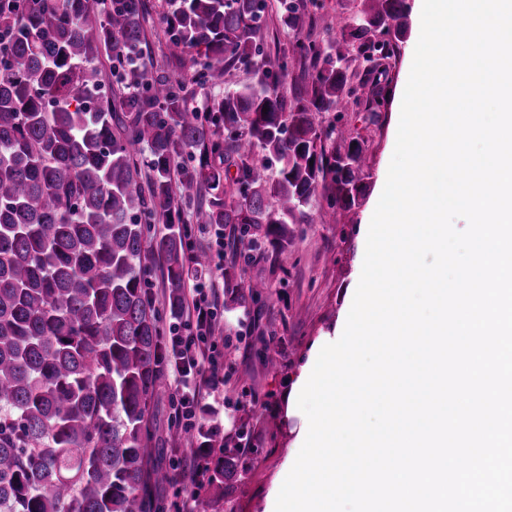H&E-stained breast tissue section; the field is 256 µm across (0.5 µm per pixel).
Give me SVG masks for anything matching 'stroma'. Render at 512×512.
<instances>
[{
    "mask_svg": "<svg viewBox=\"0 0 512 512\" xmlns=\"http://www.w3.org/2000/svg\"><path fill=\"white\" fill-rule=\"evenodd\" d=\"M149 61L154 70L166 68L167 40L161 17L167 0H147ZM280 0H263L257 25L263 59L288 63L281 77L285 96L296 93L303 75L294 55L297 39L278 23ZM421 8L411 0L408 33L397 60L386 72L359 68L367 89L385 87L387 102L370 111L367 100L350 105L348 112L320 114L322 123L347 126L367 142L365 163L369 173L358 205L336 214L332 224H296L288 253L275 257L258 253L248 275L272 285L270 295L246 306H225L220 314L224 329V402L218 419L224 438L236 443L243 417L258 399L264 416L255 418L250 430L252 451L238 463L234 490L225 502L213 503L209 491H201L198 512H263L266 494L281 475L289 452L291 432L297 421L286 416L283 392L286 380L306 363L314 341L333 326L344 309L352 282L354 262L362 242L360 228L374 210L380 194L379 177L387 171L395 148L402 95L410 73V60L420 33ZM172 386H163L152 402L153 438L158 461L168 465L175 451L170 437L175 424L171 403Z\"/></svg>",
    "mask_w": 512,
    "mask_h": 512,
    "instance_id": "35a3bbf8",
    "label": "stroma"
}]
</instances>
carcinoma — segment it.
I'll return each instance as SVG.
<instances>
[{
    "label": "carcinoma",
    "mask_w": 512,
    "mask_h": 512,
    "mask_svg": "<svg viewBox=\"0 0 512 512\" xmlns=\"http://www.w3.org/2000/svg\"><path fill=\"white\" fill-rule=\"evenodd\" d=\"M261 0H169L168 55L221 87L233 66L257 82L191 104L185 82L146 64L145 0H0V512H154L151 404L173 355L163 316L182 317L190 278L210 257L186 242L173 166L203 184L196 224L232 225L244 252H288L291 224L358 204L365 141L316 115L357 92L351 63L388 60L406 36V0H363L340 38L296 44L310 62L303 91H279L286 61L256 63ZM281 24H314L289 0ZM120 60L106 94L99 60ZM279 167L268 174L258 158ZM236 167L229 176V167ZM160 222L165 231L150 235ZM158 258L164 311L147 288ZM224 267L227 303L259 302L270 284ZM224 448L208 489L225 495L244 443Z\"/></svg>",
    "instance_id": "1"
}]
</instances>
